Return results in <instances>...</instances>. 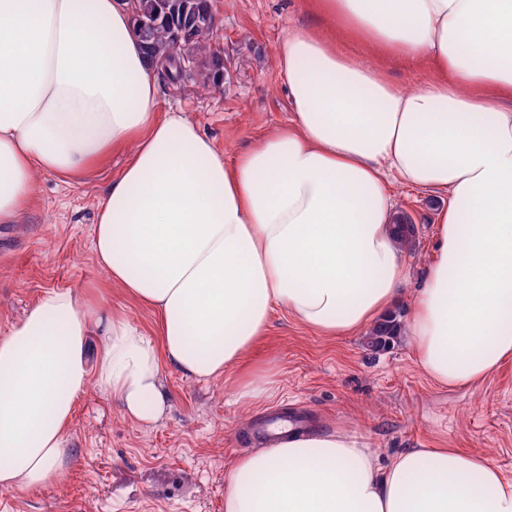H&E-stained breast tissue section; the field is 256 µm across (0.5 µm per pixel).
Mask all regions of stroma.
Wrapping results in <instances>:
<instances>
[{
    "label": "stroma",
    "mask_w": 512,
    "mask_h": 512,
    "mask_svg": "<svg viewBox=\"0 0 512 512\" xmlns=\"http://www.w3.org/2000/svg\"><path fill=\"white\" fill-rule=\"evenodd\" d=\"M213 10L208 42L226 62L221 83L199 67L162 79L159 109L186 113L230 160L291 120L277 47L290 27L313 19L303 0H213ZM346 50L359 63L382 65L404 89L428 74L398 59L380 60L362 41ZM127 157V150L115 151L76 180L39 176L24 222L0 224V328L19 322L44 290L68 288L82 300L106 296L113 310L154 331L152 312L108 281L91 246L100 200ZM392 201L395 213L415 225L405 254L408 294L393 308L405 322L433 250L439 202L399 185ZM259 370L272 372L274 394L236 401V387ZM163 383L166 414L148 429L90 385L70 424L60 480L0 490V512H224L225 476L237 457L255 449L251 425L271 408L305 414L320 431L356 432L385 457L410 448H467L512 475V360L475 388L440 387L417 364L407 336L375 351L365 334L326 336L279 310L266 336L223 378L198 382L167 366Z\"/></svg>",
    "instance_id": "35a3bbf8"
}]
</instances>
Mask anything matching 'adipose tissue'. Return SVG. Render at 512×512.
Instances as JSON below:
<instances>
[{
  "label": "adipose tissue",
  "instance_id": "1",
  "mask_svg": "<svg viewBox=\"0 0 512 512\" xmlns=\"http://www.w3.org/2000/svg\"><path fill=\"white\" fill-rule=\"evenodd\" d=\"M304 4L315 25L277 49L293 121L228 161L158 111L130 0H0V224L20 223L39 175L129 150L92 246L157 321L150 335L106 298L51 288L0 330V489L60 479L90 383L149 427L164 365L219 379L275 310L327 336L373 328L407 282L393 181L445 200L406 325L424 373L471 388L512 359V0ZM346 36L435 76L400 89ZM224 512H512V476L465 448L383 460L339 428L239 456Z\"/></svg>",
  "mask_w": 512,
  "mask_h": 512
}]
</instances>
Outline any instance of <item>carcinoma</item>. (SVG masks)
<instances>
[{"instance_id":"carcinoma-1","label":"carcinoma","mask_w":512,"mask_h":512,"mask_svg":"<svg viewBox=\"0 0 512 512\" xmlns=\"http://www.w3.org/2000/svg\"><path fill=\"white\" fill-rule=\"evenodd\" d=\"M135 13L136 29L147 57L168 75H180L173 64L178 54L194 61L203 59V65L211 72L224 69L223 57L206 41L215 20L210 0H136ZM394 224L402 244L411 246L414 227L410 219L399 215ZM397 331L395 319L388 318L371 330L367 344L373 348L384 346Z\"/></svg>"}]
</instances>
